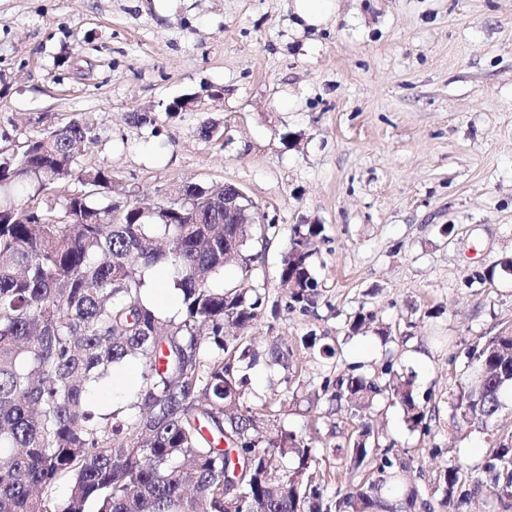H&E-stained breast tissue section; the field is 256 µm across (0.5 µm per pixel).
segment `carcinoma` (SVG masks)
Instances as JSON below:
<instances>
[{"mask_svg": "<svg viewBox=\"0 0 512 512\" xmlns=\"http://www.w3.org/2000/svg\"><path fill=\"white\" fill-rule=\"evenodd\" d=\"M91 127L74 119L47 128L10 151L0 149V512H418L427 503L407 467L391 456L394 443L364 420L384 401L398 405L413 431L432 434L431 396L417 399L413 375L351 367L326 377L315 399L336 405L356 428L333 445L329 473L315 444L277 422L296 372L293 349L259 350L230 329L262 317L265 295L224 285V235L240 242L236 261L252 275L254 229L266 240L277 225L224 223V189H193L162 202L165 218L148 222L130 202L112 222V207L94 195L112 173L92 171L95 190L70 194L62 212L35 200L73 175L74 149ZM320 224H296L278 271L289 289L287 311L318 304L314 275ZM160 269L181 291L172 316L143 300L145 274ZM354 333L370 330L388 344L390 325H376L361 305L349 316ZM469 371L455 382L453 427L486 410L493 421L512 391V335L479 336L465 351ZM137 364L138 390L114 406L101 396ZM279 368L269 395L248 398V371ZM490 484L457 461L439 475L444 502L461 508L490 488L512 498V435L496 441L485 466ZM332 475L336 492L324 498ZM69 482L60 507L49 490Z\"/></svg>", "mask_w": 512, "mask_h": 512, "instance_id": "carcinoma-1", "label": "carcinoma"}]
</instances>
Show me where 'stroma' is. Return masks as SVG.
Instances as JSON below:
<instances>
[{"label":"stroma","mask_w":512,"mask_h":512,"mask_svg":"<svg viewBox=\"0 0 512 512\" xmlns=\"http://www.w3.org/2000/svg\"><path fill=\"white\" fill-rule=\"evenodd\" d=\"M189 95L195 107L167 117ZM74 119L93 129L74 170L112 172L100 206L153 207L184 183L257 204L278 233L251 243V277L230 265L224 280L263 289L244 334L280 337L302 369L280 425L320 446L352 425L313 399L335 370L319 345L344 339L347 366L395 352L432 395L433 433L397 406L371 423L448 512L440 471L461 460L482 474L493 434L512 433V400L495 433L450 422L465 348L512 325V0H338L317 28L297 26L293 0H0V148ZM207 122L218 139L200 138ZM297 224L323 227L309 314L287 311L277 279ZM490 266L492 281L470 284ZM362 304L402 341L349 335Z\"/></svg>","instance_id":"1"}]
</instances>
